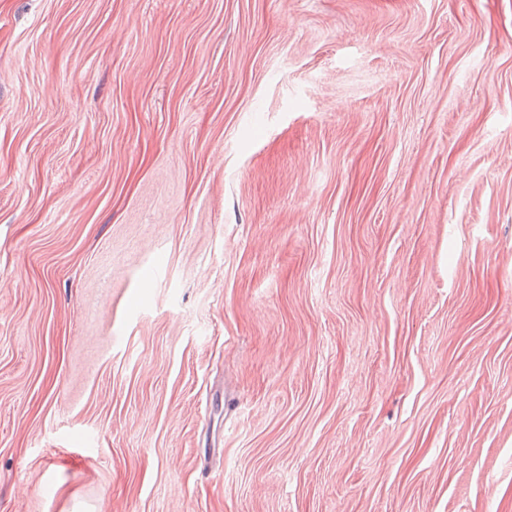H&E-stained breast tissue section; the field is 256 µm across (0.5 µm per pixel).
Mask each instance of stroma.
<instances>
[{"label": "stroma", "mask_w": 512, "mask_h": 512, "mask_svg": "<svg viewBox=\"0 0 512 512\" xmlns=\"http://www.w3.org/2000/svg\"><path fill=\"white\" fill-rule=\"evenodd\" d=\"M512 512V0H0V512Z\"/></svg>", "instance_id": "stroma-1"}]
</instances>
